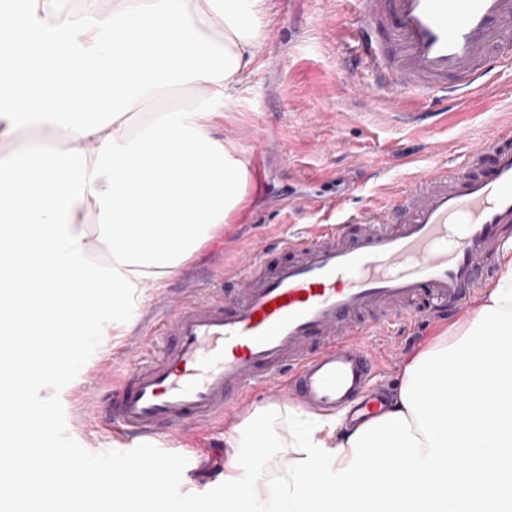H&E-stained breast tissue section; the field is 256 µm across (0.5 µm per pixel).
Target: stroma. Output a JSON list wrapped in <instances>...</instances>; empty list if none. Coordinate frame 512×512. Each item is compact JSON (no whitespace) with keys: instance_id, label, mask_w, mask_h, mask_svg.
<instances>
[{"instance_id":"35a3bbf8","label":"stroma","mask_w":512,"mask_h":512,"mask_svg":"<svg viewBox=\"0 0 512 512\" xmlns=\"http://www.w3.org/2000/svg\"><path fill=\"white\" fill-rule=\"evenodd\" d=\"M357 22L351 0H270L267 29L271 34L258 54L252 76L236 106L215 119L217 136L231 138L248 160V197L244 209L223 236L206 244L185 262L170 286L201 287L204 264L233 266L248 248H264L284 234L320 223V213L284 209V201L301 196L336 198L346 209L380 207L424 169L459 165L468 143L484 140L495 127L512 123V67L493 73L485 88L442 113L440 120L419 127L353 93L368 76L355 59L345 35ZM475 305L429 327L410 339L407 330L380 343L367 338L380 364L378 386L392 392L401 382L408 357L449 326L470 318ZM99 334L90 348L65 371L40 382L49 406L40 421L66 448L115 472L136 468L120 438L101 426L103 404L82 399L87 390H111L99 367L111 363L120 373L129 339L137 326L117 331L111 312L95 314ZM223 423L184 433L180 451L198 460H213L224 451V434L239 423Z\"/></svg>"}]
</instances>
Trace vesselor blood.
I'll return each mask as SVG.
<instances>
[{
    "mask_svg": "<svg viewBox=\"0 0 512 512\" xmlns=\"http://www.w3.org/2000/svg\"><path fill=\"white\" fill-rule=\"evenodd\" d=\"M348 38L371 83L361 94L414 122L447 111L512 63V0H352ZM271 266L252 255L213 288L165 294L155 306L162 349L137 353L105 407L102 427L126 440L140 472H176L160 437L210 426L246 388L291 371L287 399L365 422L384 412L367 325L387 328L461 310L512 253V126L473 145L460 168L436 166L384 208L281 239Z\"/></svg>",
    "mask_w": 512,
    "mask_h": 512,
    "instance_id": "vessel-or-blood-1",
    "label": "vessel or blood"
}]
</instances>
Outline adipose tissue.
<instances>
[{"label":"adipose tissue","mask_w":512,"mask_h":512,"mask_svg":"<svg viewBox=\"0 0 512 512\" xmlns=\"http://www.w3.org/2000/svg\"><path fill=\"white\" fill-rule=\"evenodd\" d=\"M269 12V0H0V399L13 408L0 512H99L104 496L114 512H512V259L474 317L405 363L380 417L346 430L254 409L225 438L213 498L121 475L96 492L95 476L42 457L31 385L95 335L94 311L140 304L242 209L246 162L212 126L238 102ZM173 87L195 103L138 115ZM22 126L65 131L69 146L16 141ZM93 243L106 272L89 264ZM288 447L274 476L252 454Z\"/></svg>","instance_id":"1"}]
</instances>
